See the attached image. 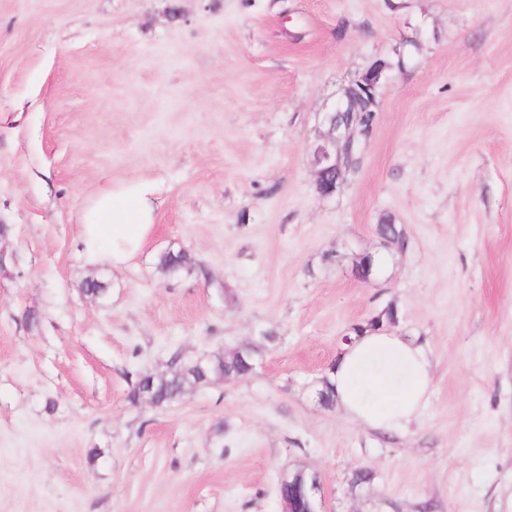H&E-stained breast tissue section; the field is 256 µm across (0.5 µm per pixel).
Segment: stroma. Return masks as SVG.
Segmentation results:
<instances>
[{"label":"stroma","mask_w":512,"mask_h":512,"mask_svg":"<svg viewBox=\"0 0 512 512\" xmlns=\"http://www.w3.org/2000/svg\"><path fill=\"white\" fill-rule=\"evenodd\" d=\"M399 49L359 169L321 197L320 113ZM139 179L148 244L87 266L84 210ZM0 225V512H280L295 469L327 512H512V0H0ZM178 249L194 270L164 272ZM390 304L435 362L392 436L317 399ZM266 331L249 378L128 403L173 348Z\"/></svg>","instance_id":"obj_1"}]
</instances>
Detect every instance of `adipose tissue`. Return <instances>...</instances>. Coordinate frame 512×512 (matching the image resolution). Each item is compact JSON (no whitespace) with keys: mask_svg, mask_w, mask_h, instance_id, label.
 I'll use <instances>...</instances> for the list:
<instances>
[{"mask_svg":"<svg viewBox=\"0 0 512 512\" xmlns=\"http://www.w3.org/2000/svg\"><path fill=\"white\" fill-rule=\"evenodd\" d=\"M149 184L132 180L101 194L79 226L84 259L119 268L141 252L154 226ZM433 353L420 340L381 328L343 342L329 374L338 407L379 432L418 420L431 388Z\"/></svg>","mask_w":512,"mask_h":512,"instance_id":"adipose-tissue-1","label":"adipose tissue"}]
</instances>
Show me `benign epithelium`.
Wrapping results in <instances>:
<instances>
[{"instance_id":"obj_1","label":"benign epithelium","mask_w":512,"mask_h":512,"mask_svg":"<svg viewBox=\"0 0 512 512\" xmlns=\"http://www.w3.org/2000/svg\"><path fill=\"white\" fill-rule=\"evenodd\" d=\"M393 64L384 58H376L354 80L359 82L371 94L369 106L378 109L379 91L388 78ZM357 91L353 84L346 85L334 104L323 113L318 137L311 146L316 188L323 197L336 194L343 182L345 171L338 158V145L343 141L357 138L358 129L345 120V113L357 111L354 98ZM281 480L288 483L292 493L281 504L282 512H326L325 496L319 478L311 475L308 482L299 481L286 472Z\"/></svg>"}]
</instances>
